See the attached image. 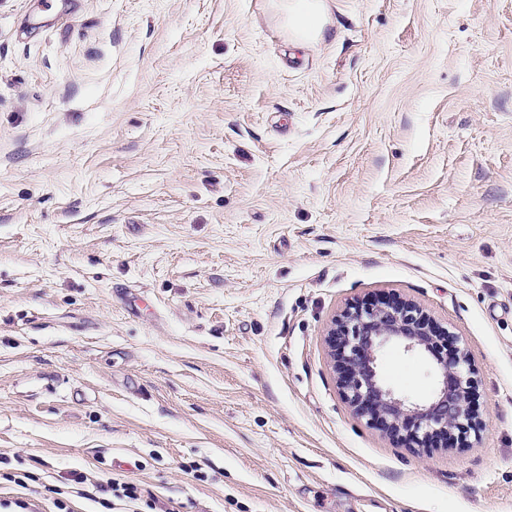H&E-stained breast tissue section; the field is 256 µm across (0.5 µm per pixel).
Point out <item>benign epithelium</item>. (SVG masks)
I'll return each instance as SVG.
<instances>
[{
	"label": "benign epithelium",
	"instance_id": "obj_1",
	"mask_svg": "<svg viewBox=\"0 0 512 512\" xmlns=\"http://www.w3.org/2000/svg\"><path fill=\"white\" fill-rule=\"evenodd\" d=\"M330 336L346 369L345 396L357 415L417 445L465 440L475 430V377L465 347H456L451 360L437 362L438 386L422 402L397 395L378 372V354L387 346L433 353L434 334L419 308L353 306Z\"/></svg>",
	"mask_w": 512,
	"mask_h": 512
}]
</instances>
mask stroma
<instances>
[{"label":"stroma","mask_w":512,"mask_h":512,"mask_svg":"<svg viewBox=\"0 0 512 512\" xmlns=\"http://www.w3.org/2000/svg\"><path fill=\"white\" fill-rule=\"evenodd\" d=\"M326 3L298 47L280 0H0V500L512 512V0ZM365 302L466 346L477 438L356 414ZM106 484L107 487H104L102 484H96L94 487L98 492H112L113 497L129 503L135 504L141 500V490L133 483L112 478Z\"/></svg>","instance_id":"1"}]
</instances>
